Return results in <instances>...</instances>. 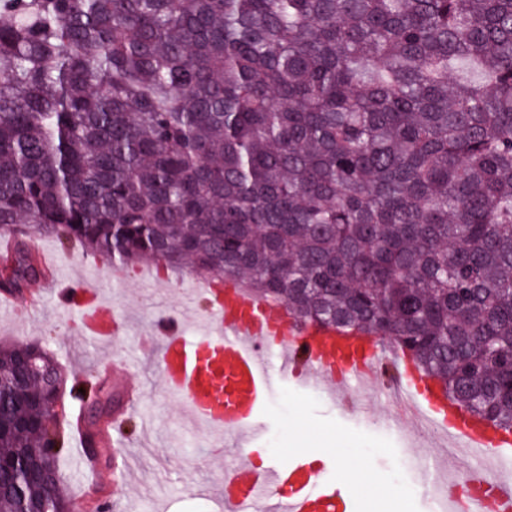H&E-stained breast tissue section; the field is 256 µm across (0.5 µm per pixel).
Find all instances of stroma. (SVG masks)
Wrapping results in <instances>:
<instances>
[{
    "label": "stroma",
    "instance_id": "1",
    "mask_svg": "<svg viewBox=\"0 0 512 512\" xmlns=\"http://www.w3.org/2000/svg\"><path fill=\"white\" fill-rule=\"evenodd\" d=\"M38 251L57 266V278L78 280L94 289L100 303L119 317V330L110 341H94L86 335L78 309L36 283L11 310H0V346L34 342L63 360L67 381L97 372L116 398H125L130 383L139 391L137 407L121 409L126 427L119 449L134 465L137 483L126 481L115 463L118 449L108 441L101 445L102 460L96 468L82 465L85 444L75 436L62 468L63 488L73 503L83 512H225L223 502L198 495L197 488L237 464L235 449L187 418L163 388L156 354L142 349L157 320L178 322L188 334L205 327L203 314L185 308L186 274L157 270L164 289L156 292L142 287L140 268L114 280L111 269L81 247H61L53 236L41 237ZM388 394L382 383L353 392L355 405L367 403L375 409L369 418L352 414L330 388L276 386L265 405L269 426L253 455L254 464L310 450L327 455L335 451L358 469L349 486L364 512H389L393 507L398 512H435L430 496L413 487L407 471L418 464L422 451L444 463L448 442L410 437L411 424L403 417L385 426L393 410ZM371 479L388 490V497L369 499Z\"/></svg>",
    "mask_w": 512,
    "mask_h": 512
}]
</instances>
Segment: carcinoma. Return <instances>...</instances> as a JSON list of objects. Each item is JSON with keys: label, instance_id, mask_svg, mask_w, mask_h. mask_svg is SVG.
I'll return each instance as SVG.
<instances>
[{"label": "carcinoma", "instance_id": "obj_1", "mask_svg": "<svg viewBox=\"0 0 512 512\" xmlns=\"http://www.w3.org/2000/svg\"><path fill=\"white\" fill-rule=\"evenodd\" d=\"M0 232L6 290L43 234L234 277L512 433V0H0ZM29 355L0 347V512H62L11 462L61 471L114 398Z\"/></svg>", "mask_w": 512, "mask_h": 512}]
</instances>
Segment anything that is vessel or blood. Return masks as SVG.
<instances>
[{
  "label": "vessel or blood",
  "mask_w": 512,
  "mask_h": 512,
  "mask_svg": "<svg viewBox=\"0 0 512 512\" xmlns=\"http://www.w3.org/2000/svg\"><path fill=\"white\" fill-rule=\"evenodd\" d=\"M196 294L207 305L211 326L191 338L172 332L155 336L165 389L208 429L238 442L240 463L215 487L226 505L253 512H359L350 489L337 481L335 459L309 469L300 459H270L255 467L252 449L264 426L261 412L274 383L343 379L366 380L388 359L372 335L344 332L298 321L285 303L251 294L239 280H201ZM87 329L108 339L117 323L109 307L85 315ZM277 350L279 364L269 372L266 354ZM395 388L415 414L435 430L461 439L480 454L491 476L487 487L470 492L474 512H512V435L470 414L450 400L437 383L405 358L397 362Z\"/></svg>",
  "instance_id": "vessel-or-blood-1"
}]
</instances>
